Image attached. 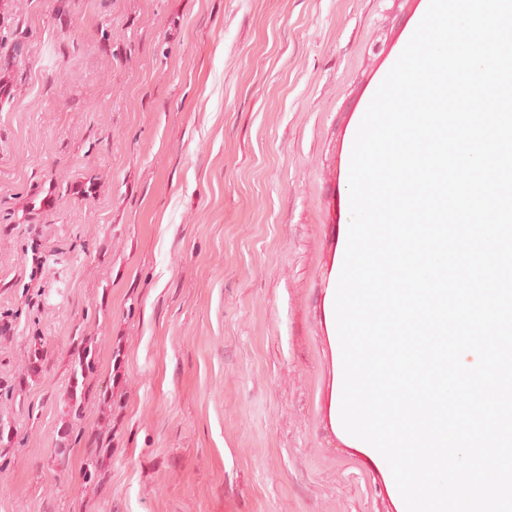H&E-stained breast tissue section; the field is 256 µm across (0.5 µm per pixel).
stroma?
<instances>
[{
	"label": "stroma",
	"instance_id": "1",
	"mask_svg": "<svg viewBox=\"0 0 512 512\" xmlns=\"http://www.w3.org/2000/svg\"><path fill=\"white\" fill-rule=\"evenodd\" d=\"M425 2L0 5V512H389L327 453L323 295Z\"/></svg>",
	"mask_w": 512,
	"mask_h": 512
}]
</instances>
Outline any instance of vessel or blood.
Segmentation results:
<instances>
[{
    "mask_svg": "<svg viewBox=\"0 0 512 512\" xmlns=\"http://www.w3.org/2000/svg\"><path fill=\"white\" fill-rule=\"evenodd\" d=\"M326 336L324 342L332 358V378L326 415L336 443L332 453L336 457L352 455L358 458L363 470L372 475L390 505V512H405L404 502L394 482L390 468L381 454L368 443L346 432L341 421L343 365L333 302L323 306Z\"/></svg>",
    "mask_w": 512,
    "mask_h": 512,
    "instance_id": "obj_1",
    "label": "vessel or blood"
}]
</instances>
